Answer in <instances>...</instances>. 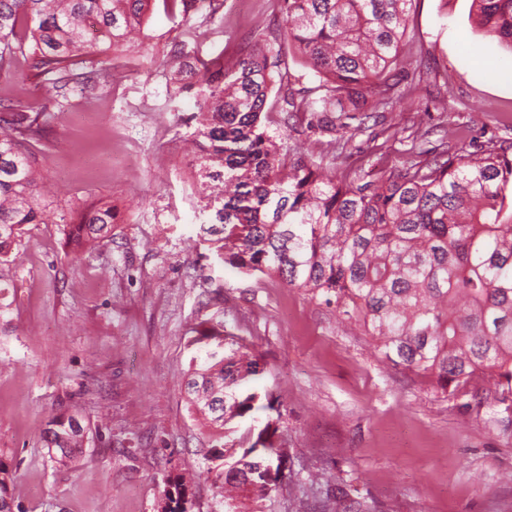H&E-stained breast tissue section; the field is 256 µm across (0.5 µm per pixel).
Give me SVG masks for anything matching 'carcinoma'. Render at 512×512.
<instances>
[{"label":"carcinoma","mask_w":512,"mask_h":512,"mask_svg":"<svg viewBox=\"0 0 512 512\" xmlns=\"http://www.w3.org/2000/svg\"><path fill=\"white\" fill-rule=\"evenodd\" d=\"M413 0H282L283 39L319 83L293 92L280 53L260 41L236 62L201 60L199 27L185 19L181 39L164 60L175 95L191 94L185 120L196 145L195 177L210 188L201 209L200 241L221 265L246 274L277 275L375 340L381 357L455 394L483 377L492 394L473 395L512 410V157L489 146L453 159L394 169L362 185L335 180L290 159L288 134L270 130L269 113L307 112L331 132L350 112H384L403 71L399 59ZM155 0H0V81L16 78L17 56L55 88L87 87L108 67L81 71L76 59L93 47L119 51L144 33ZM474 22L512 50V0H472ZM31 51L24 53L26 44ZM277 95L269 102L271 95ZM41 113L16 98L0 113V264L18 259L24 226L46 224L37 145ZM112 206L75 211L63 232L78 253L112 235ZM199 345L187 393L210 426L259 410L246 384L264 364L224 323L195 328ZM84 439L77 414L54 417L45 443L56 463L76 462ZM220 445L224 512L264 490L267 467L286 457ZM9 466L0 460V512H13ZM169 512H187L181 475L168 479Z\"/></svg>","instance_id":"carcinoma-1"}]
</instances>
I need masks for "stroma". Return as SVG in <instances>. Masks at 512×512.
I'll use <instances>...</instances> for the list:
<instances>
[{
    "instance_id": "1",
    "label": "stroma",
    "mask_w": 512,
    "mask_h": 512,
    "mask_svg": "<svg viewBox=\"0 0 512 512\" xmlns=\"http://www.w3.org/2000/svg\"><path fill=\"white\" fill-rule=\"evenodd\" d=\"M203 56L233 62L241 46L272 40L281 0H200ZM183 25L156 0L144 47L79 59L111 76L95 90L55 91L49 74L0 84V103H35L49 223L26 225L0 315V459L15 472L20 512H157L169 477L192 475L190 512H224L215 440L184 390L200 321L255 350L265 370L250 387L283 406L274 438L286 448L276 490L246 512H295L343 491L370 512H512V413L470 406L384 361L370 337L278 277L233 271L206 256L195 234L200 202L184 117L166 58ZM401 53L407 76L387 112L333 132L309 115L287 122L288 144L311 168L356 183L445 150L490 145L512 155V51L474 24L471 0H413ZM111 203V237L81 254L60 221ZM86 428L75 467H55L42 437L57 415Z\"/></svg>"
}]
</instances>
